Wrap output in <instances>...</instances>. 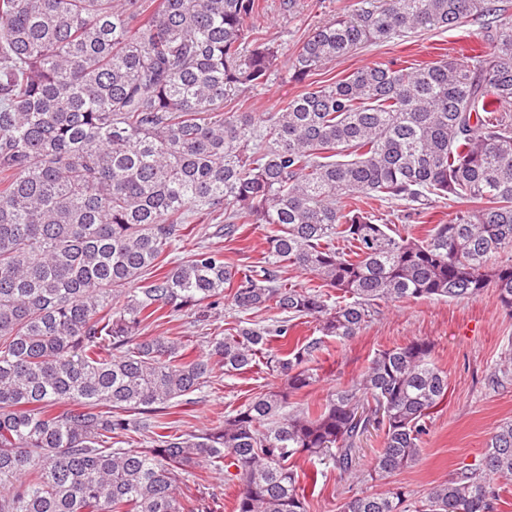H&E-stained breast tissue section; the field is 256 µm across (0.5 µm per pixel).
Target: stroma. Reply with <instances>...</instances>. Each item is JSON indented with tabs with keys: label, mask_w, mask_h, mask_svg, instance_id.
<instances>
[{
	"label": "stroma",
	"mask_w": 512,
	"mask_h": 512,
	"mask_svg": "<svg viewBox=\"0 0 512 512\" xmlns=\"http://www.w3.org/2000/svg\"><path fill=\"white\" fill-rule=\"evenodd\" d=\"M279 4L280 0H268V12L259 25L278 46L281 63L253 89L248 101L253 112L277 111L283 101L304 91V84L290 78V60L315 25L351 14L357 0H297L290 14L283 13ZM487 52L483 21L471 17L456 29L362 45L327 65L314 80L325 84L373 63L443 57L466 60ZM193 225L192 234L176 241L170 261L182 260L201 245L220 248L225 262L233 266L247 258L257 262L263 257L265 240L256 225H242L232 238L215 236L216 226L209 216H196ZM420 338L434 344V362L448 376V396L431 418L418 461L393 478L415 498L425 496L438 483L457 478L464 467L478 465L496 427L512 420V374L498 371L504 357L512 354V314L501 307L494 289L468 300H419L382 307L357 336L327 341L316 362L318 381L294 397L295 402L312 406L324 402L336 388L356 381L376 353ZM281 384L280 378L257 369L222 376L192 394L190 402H179L178 428L202 427L234 412L257 393ZM314 468L322 475L309 499V512H339L340 504L361 489L360 483L340 473L332 461L313 463L303 457L296 461L298 473ZM178 491L186 498L206 499L214 512H234L237 488L213 467H198L181 476Z\"/></svg>",
	"instance_id": "stroma-1"
}]
</instances>
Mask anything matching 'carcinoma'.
<instances>
[{"mask_svg": "<svg viewBox=\"0 0 512 512\" xmlns=\"http://www.w3.org/2000/svg\"><path fill=\"white\" fill-rule=\"evenodd\" d=\"M266 0H0V512H209L176 477L216 461L235 512H308L291 466L328 457L355 472L366 433L380 450L341 512H496L512 478V422L482 463L413 498L394 483L419 458L448 375L433 344L380 351L317 409L288 397L318 379L324 337L356 336L383 304L473 299L512 313V20L495 0H359L293 58L304 82L360 43L487 20V57L372 64L307 85L276 112H226L279 65L253 20ZM446 224L404 236L368 200ZM232 237L265 229L263 264L199 246L168 266L190 218ZM344 242L343 247L336 243ZM305 272L288 284L282 269ZM238 326L189 357L183 337L143 336L203 317L224 289ZM314 322L320 338L290 333ZM263 365L286 384L224 420L174 433L172 400ZM150 434L149 446L116 439Z\"/></svg>", "mask_w": 512, "mask_h": 512, "instance_id": "obj_1", "label": "carcinoma"}]
</instances>
